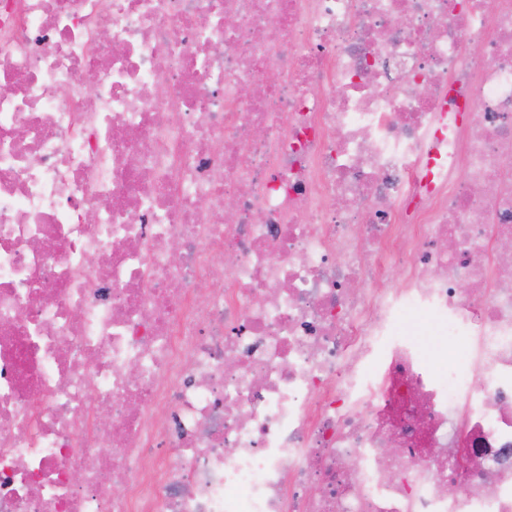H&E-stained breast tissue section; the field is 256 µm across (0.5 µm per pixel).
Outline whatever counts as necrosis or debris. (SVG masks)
<instances>
[{
	"instance_id": "4bbe7bcc",
	"label": "necrosis or debris",
	"mask_w": 512,
	"mask_h": 512,
	"mask_svg": "<svg viewBox=\"0 0 512 512\" xmlns=\"http://www.w3.org/2000/svg\"><path fill=\"white\" fill-rule=\"evenodd\" d=\"M510 250L512 0H0V512H512ZM413 325L414 329L418 332L419 336H416L421 342L426 352L432 350L433 355L438 366L443 368L448 362V353L446 356V345L440 351H435V345L441 336L434 335V324L428 320H418L417 316L410 311H407L403 315V326Z\"/></svg>"
}]
</instances>
